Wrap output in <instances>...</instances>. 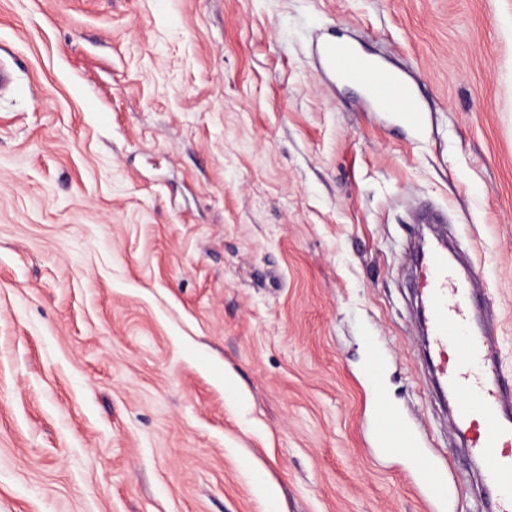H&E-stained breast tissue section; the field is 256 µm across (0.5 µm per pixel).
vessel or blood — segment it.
<instances>
[{"label": "vessel or blood", "mask_w": 512, "mask_h": 512, "mask_svg": "<svg viewBox=\"0 0 512 512\" xmlns=\"http://www.w3.org/2000/svg\"><path fill=\"white\" fill-rule=\"evenodd\" d=\"M360 70L377 98L398 99L403 112L421 121L400 75L387 76L365 64ZM476 281L473 268L449 262L442 243H433L415 260L413 286L437 392L456 402L457 428L468 439L471 455L487 462L484 483L494 492L495 512H512V390L489 363L494 343L489 325L472 314Z\"/></svg>", "instance_id": "obj_1"}]
</instances>
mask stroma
<instances>
[{"mask_svg": "<svg viewBox=\"0 0 512 512\" xmlns=\"http://www.w3.org/2000/svg\"><path fill=\"white\" fill-rule=\"evenodd\" d=\"M0 59V512H484L409 250L442 210L512 381V0H0ZM358 70L370 82L373 93L377 98L390 102L394 96H398L402 112H406L408 117L415 121L416 125L422 122L421 113L413 111L411 100L403 89L404 82L400 75L386 76L366 64L359 65Z\"/></svg>", "mask_w": 512, "mask_h": 512, "instance_id": "obj_1", "label": "stroma"}]
</instances>
